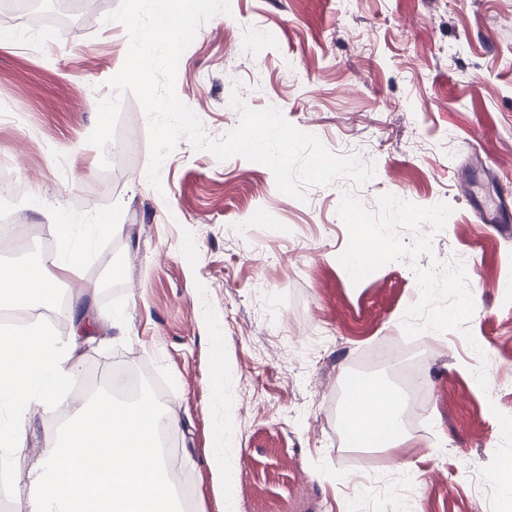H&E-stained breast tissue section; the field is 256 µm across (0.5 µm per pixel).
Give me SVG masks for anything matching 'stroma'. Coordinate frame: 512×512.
Wrapping results in <instances>:
<instances>
[{
  "instance_id": "1",
  "label": "stroma",
  "mask_w": 512,
  "mask_h": 512,
  "mask_svg": "<svg viewBox=\"0 0 512 512\" xmlns=\"http://www.w3.org/2000/svg\"><path fill=\"white\" fill-rule=\"evenodd\" d=\"M57 2L12 0L0 12V176L25 186L0 199V226L28 228L20 245L0 244V266L55 247L32 189L68 212L110 216L117 229L87 268L99 289L62 284L63 300L90 305L81 370L103 379L120 365L169 384L194 512H512L502 469L512 458V233L479 218L512 202V0H229V13L203 23L176 92L210 137L237 125L236 93L374 169L359 186L340 177L307 187L302 201L266 166L220 162L184 140L154 189L148 119L130 94L114 141L89 145L129 46L109 18L121 0H94L65 29L53 21ZM346 191L372 211L380 196L404 193L453 212L431 253L355 283L338 260ZM459 257L475 310L467 333L419 336L425 427L358 472L346 458L368 450L343 434L339 412L369 379L400 384L398 365L367 367L366 352L403 335L419 298L414 266ZM115 313L124 333L108 326ZM481 365L484 389L473 382ZM63 426L33 409L17 475ZM219 443L228 490L211 467Z\"/></svg>"
}]
</instances>
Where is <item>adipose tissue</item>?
I'll use <instances>...</instances> for the list:
<instances>
[{"label": "adipose tissue", "mask_w": 512, "mask_h": 512, "mask_svg": "<svg viewBox=\"0 0 512 512\" xmlns=\"http://www.w3.org/2000/svg\"><path fill=\"white\" fill-rule=\"evenodd\" d=\"M31 206L51 219L49 229L60 250L54 264L80 278L97 237L111 233L109 218L97 217L84 237L77 219L42 194ZM51 308L68 322L72 337L59 343L40 324L0 339V456L24 448L30 404L44 412H65L62 435L46 438L44 450L28 473L21 512H181L168 484L162 431L179 427L178 418L149 395L121 402L110 391L70 406L67 388L79 374L85 312L80 301L61 302L60 281L41 263L24 261L0 269V308ZM357 421L350 432L360 446L391 448L406 441L399 399L383 383L360 388L346 404Z\"/></svg>", "instance_id": "obj_1"}]
</instances>
